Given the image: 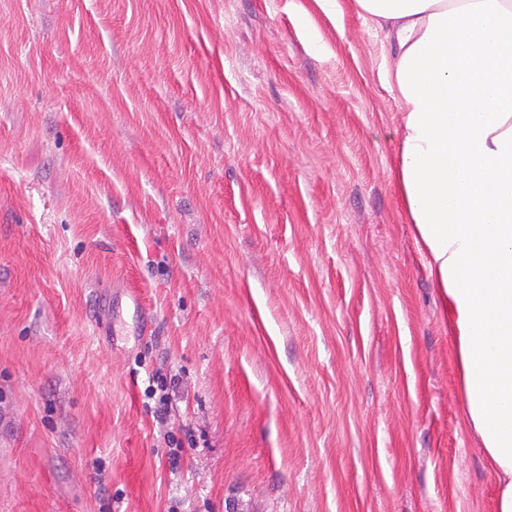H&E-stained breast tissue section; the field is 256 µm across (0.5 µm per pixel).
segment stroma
<instances>
[{"label":"stroma","mask_w":512,"mask_h":512,"mask_svg":"<svg viewBox=\"0 0 512 512\" xmlns=\"http://www.w3.org/2000/svg\"><path fill=\"white\" fill-rule=\"evenodd\" d=\"M384 52L314 0H0V512H495ZM169 385L166 380L161 381V383H157L156 387L153 385H149V387L145 390V395L148 399L155 400V416L157 420L161 423H165L169 417L170 411V395H169Z\"/></svg>","instance_id":"1"}]
</instances>
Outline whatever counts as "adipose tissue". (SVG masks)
Segmentation results:
<instances>
[{"mask_svg": "<svg viewBox=\"0 0 512 512\" xmlns=\"http://www.w3.org/2000/svg\"><path fill=\"white\" fill-rule=\"evenodd\" d=\"M353 6L387 45L399 194L443 304L465 423L496 475L497 512H512V0Z\"/></svg>", "mask_w": 512, "mask_h": 512, "instance_id": "adipose-tissue-1", "label": "adipose tissue"}]
</instances>
